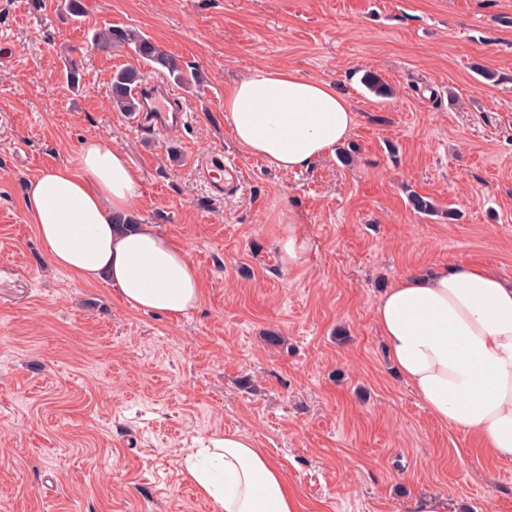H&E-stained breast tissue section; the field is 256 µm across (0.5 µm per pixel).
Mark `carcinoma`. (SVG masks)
<instances>
[{"instance_id":"carcinoma-1","label":"carcinoma","mask_w":512,"mask_h":512,"mask_svg":"<svg viewBox=\"0 0 512 512\" xmlns=\"http://www.w3.org/2000/svg\"><path fill=\"white\" fill-rule=\"evenodd\" d=\"M91 46L93 49L110 53L115 48H128L137 60L149 64L155 71L163 73L175 82L188 88L192 80L171 53L164 50L150 37L136 29L120 25H109L94 32ZM139 81V72L134 67L117 70L110 86L112 107L119 112L132 113L136 109L130 95V88ZM364 87L377 97H388L392 90L378 75L367 73L362 79Z\"/></svg>"}]
</instances>
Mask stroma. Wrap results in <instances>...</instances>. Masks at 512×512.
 Wrapping results in <instances>:
<instances>
[{"label":"stroma","mask_w":512,"mask_h":512,"mask_svg":"<svg viewBox=\"0 0 512 512\" xmlns=\"http://www.w3.org/2000/svg\"><path fill=\"white\" fill-rule=\"evenodd\" d=\"M59 2L0 0V512H215L185 458L236 430L303 512H409L421 495L443 512H512V462L488 463L431 415L375 318L410 272L476 264L512 280V0H84L76 21ZM107 24L199 73L185 126L142 130L112 111L114 69L158 74L94 51L87 32ZM261 65L351 101L349 162L281 172L236 143L224 92ZM367 72L392 96L371 94ZM90 138L140 173L132 213L186 249L196 309L133 310L44 252L26 185ZM210 153L243 168L221 197L197 166ZM413 193L435 211L415 212ZM289 224L308 242L292 267Z\"/></svg>","instance_id":"1"}]
</instances>
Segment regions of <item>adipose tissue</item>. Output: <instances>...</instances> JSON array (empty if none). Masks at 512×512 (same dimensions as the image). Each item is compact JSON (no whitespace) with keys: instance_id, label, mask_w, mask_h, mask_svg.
Wrapping results in <instances>:
<instances>
[{"instance_id":"obj_1","label":"adipose tissue","mask_w":512,"mask_h":512,"mask_svg":"<svg viewBox=\"0 0 512 512\" xmlns=\"http://www.w3.org/2000/svg\"><path fill=\"white\" fill-rule=\"evenodd\" d=\"M224 119L249 155L288 172L309 167L351 134L356 115L333 85L271 66L253 68L224 95ZM142 195L126 155L83 142L76 164L30 179L25 206L53 264L87 284L114 287L132 309L180 316L196 308L201 278L184 247L153 225L112 224ZM376 321L387 356L432 415L512 461V282L452 265L399 278ZM187 472L216 512H299L298 495L264 449L238 431L210 438Z\"/></svg>"}]
</instances>
